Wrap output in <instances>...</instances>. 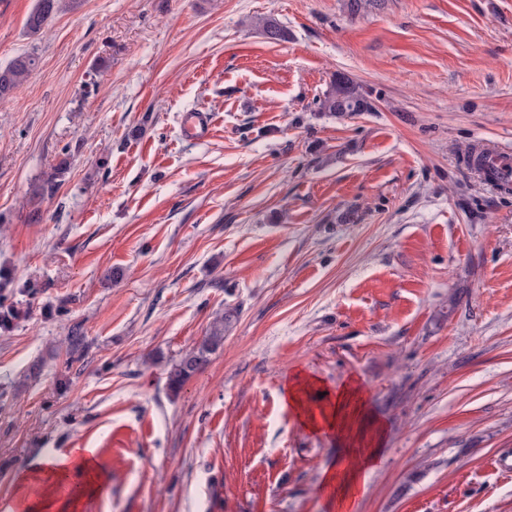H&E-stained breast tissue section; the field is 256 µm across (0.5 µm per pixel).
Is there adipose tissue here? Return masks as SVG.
<instances>
[{"label":"adipose tissue","mask_w":512,"mask_h":512,"mask_svg":"<svg viewBox=\"0 0 512 512\" xmlns=\"http://www.w3.org/2000/svg\"><path fill=\"white\" fill-rule=\"evenodd\" d=\"M309 380H297L288 389L289 403L297 418L309 429L335 433L338 439L348 441L355 453L361 456L360 467H344L327 476L326 487L336 495L338 512H347L351 502L364 484L368 468L378 461L382 448V427L366 408L363 389L353 382L339 389L327 404L313 410L305 407L301 394L309 387ZM68 460L64 457H40L31 467V475H42L51 481L53 489L34 504L25 506L24 512H66L67 503L59 501L54 492L56 485L68 478Z\"/></svg>","instance_id":"adipose-tissue-1"}]
</instances>
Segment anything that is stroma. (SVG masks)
I'll use <instances>...</instances> for the list:
<instances>
[{
  "label": "stroma",
  "mask_w": 512,
  "mask_h": 512,
  "mask_svg": "<svg viewBox=\"0 0 512 512\" xmlns=\"http://www.w3.org/2000/svg\"><path fill=\"white\" fill-rule=\"evenodd\" d=\"M36 2L0 0V67L36 59L0 100V512L76 448L75 512H337L298 376L313 406L359 380L383 425L349 512H512V188L468 162L512 149V0H63L32 36ZM339 73L372 111H319ZM212 125L213 120L209 113H191L184 126V135L190 140H198L210 133ZM67 170V160L63 159L49 172L44 173L43 177L32 186L30 201L36 203L45 196L54 195L61 186L62 177ZM231 318L225 313L216 319L207 336L194 349L186 352L174 364L169 374L168 386L170 391L177 393L185 382L207 361L208 355L215 352L224 342V322ZM78 452H82L79 457L78 468L83 472L85 482L81 487L76 488L75 494L61 502L55 494L56 486L61 482L68 479V468L67 464L70 460V456L67 457H40L36 465L27 470L31 473L25 477L29 479L36 475L46 476L49 484L50 491L41 496V499L32 505H25L19 508L25 512H63L67 510L68 506L77 500H79L84 494L91 491H99L101 485L99 484V471L95 465V449L92 448H78ZM60 504L58 507L56 505Z\"/></svg>",
  "instance_id": "stroma-1"
}]
</instances>
